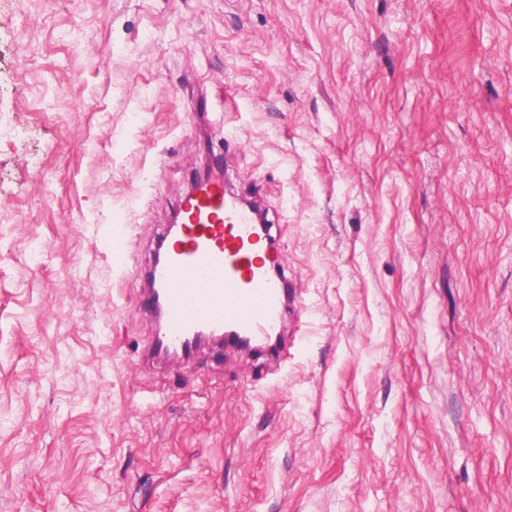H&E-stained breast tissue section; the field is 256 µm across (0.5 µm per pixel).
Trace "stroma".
I'll return each mask as SVG.
<instances>
[{
    "label": "stroma",
    "instance_id": "35a3bbf8",
    "mask_svg": "<svg viewBox=\"0 0 512 512\" xmlns=\"http://www.w3.org/2000/svg\"><path fill=\"white\" fill-rule=\"evenodd\" d=\"M205 158L281 363L144 358ZM0 512H512V0H0Z\"/></svg>",
    "mask_w": 512,
    "mask_h": 512
}]
</instances>
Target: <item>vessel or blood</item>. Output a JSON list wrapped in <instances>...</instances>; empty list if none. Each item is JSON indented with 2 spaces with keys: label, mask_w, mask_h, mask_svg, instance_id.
<instances>
[{
  "label": "vessel or blood",
  "mask_w": 512,
  "mask_h": 512,
  "mask_svg": "<svg viewBox=\"0 0 512 512\" xmlns=\"http://www.w3.org/2000/svg\"><path fill=\"white\" fill-rule=\"evenodd\" d=\"M177 211L178 224L162 235L165 263L150 271L152 302L161 308L152 353L191 357L199 337L213 332L224 334L228 348L245 339L266 352L268 338L286 332L291 289L275 271L278 251L259 205L229 191L219 169L194 184Z\"/></svg>",
  "instance_id": "1"
}]
</instances>
